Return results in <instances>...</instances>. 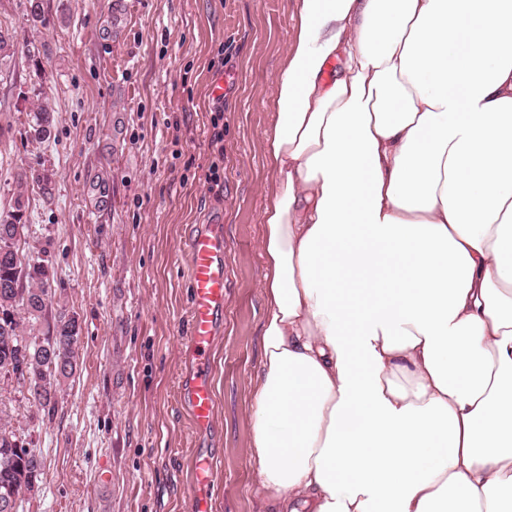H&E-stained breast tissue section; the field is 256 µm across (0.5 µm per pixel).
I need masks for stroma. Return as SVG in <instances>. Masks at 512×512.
Returning <instances> with one entry per match:
<instances>
[{"mask_svg": "<svg viewBox=\"0 0 512 512\" xmlns=\"http://www.w3.org/2000/svg\"><path fill=\"white\" fill-rule=\"evenodd\" d=\"M295 0H0V216L23 197L25 252L62 285L53 308L80 326L78 364L47 416L0 380L9 428L42 461L19 512H185L196 438L176 398L194 228L224 236V320L212 358L219 456L215 512H269L252 458L250 393L261 367L265 133L294 32ZM120 22L102 35L111 14ZM40 54L28 56V46ZM236 72L224 105L222 194L205 179L217 62ZM54 116L26 138L30 112ZM39 162L52 195L22 190ZM112 478L101 482L102 468ZM29 117L27 136L36 142L50 139L53 128L52 112L40 109L30 112Z\"/></svg>", "mask_w": 512, "mask_h": 512, "instance_id": "stroma-1", "label": "stroma"}]
</instances>
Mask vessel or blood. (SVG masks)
I'll return each mask as SVG.
<instances>
[{"mask_svg": "<svg viewBox=\"0 0 512 512\" xmlns=\"http://www.w3.org/2000/svg\"><path fill=\"white\" fill-rule=\"evenodd\" d=\"M189 332L179 377V401L196 432L216 427L215 392L210 353L224 318V239L214 229L196 231L189 242ZM217 460L196 452L190 461L193 486L185 512H214L213 473Z\"/></svg>", "mask_w": 512, "mask_h": 512, "instance_id": "vessel-or-blood-1", "label": "vessel or blood"}]
</instances>
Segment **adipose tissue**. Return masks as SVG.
I'll return each instance as SVG.
<instances>
[{"label":"adipose tissue","mask_w":512,"mask_h":512,"mask_svg":"<svg viewBox=\"0 0 512 512\" xmlns=\"http://www.w3.org/2000/svg\"><path fill=\"white\" fill-rule=\"evenodd\" d=\"M276 85L260 486L512 512V0H297Z\"/></svg>","instance_id":"1"}]
</instances>
